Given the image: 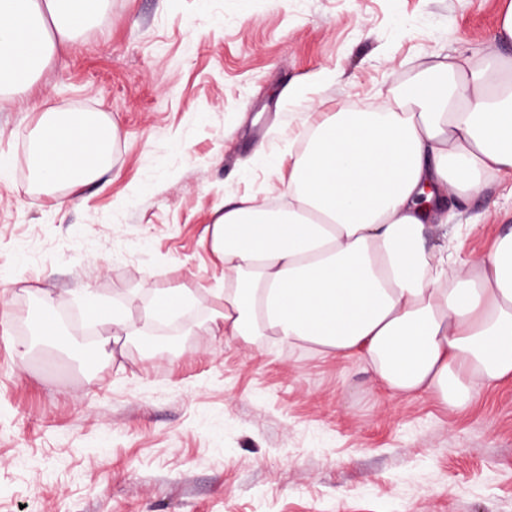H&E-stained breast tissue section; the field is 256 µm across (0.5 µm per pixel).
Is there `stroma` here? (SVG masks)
Segmentation results:
<instances>
[{
    "mask_svg": "<svg viewBox=\"0 0 512 512\" xmlns=\"http://www.w3.org/2000/svg\"><path fill=\"white\" fill-rule=\"evenodd\" d=\"M512 0H111L58 47L34 93L0 99V512H512V381L456 410L380 393L355 357L215 335L224 264L206 246L225 203L286 190L305 119L389 95L492 42ZM42 107L105 113L110 170L52 207L27 174ZM500 221L470 231L488 202ZM462 255L512 225L506 185L452 202ZM194 288L193 309L121 355L81 364L76 288L130 301ZM60 333L35 342L44 297Z\"/></svg>",
    "mask_w": 512,
    "mask_h": 512,
    "instance_id": "obj_1",
    "label": "stroma"
}]
</instances>
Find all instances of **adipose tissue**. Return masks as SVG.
<instances>
[{
    "label": "adipose tissue",
    "mask_w": 512,
    "mask_h": 512,
    "mask_svg": "<svg viewBox=\"0 0 512 512\" xmlns=\"http://www.w3.org/2000/svg\"><path fill=\"white\" fill-rule=\"evenodd\" d=\"M111 0H0V95L31 91L58 45L98 25ZM115 128L101 112L38 111L29 138L35 187L109 168ZM512 182V58L449 56L368 109L323 112L288 175V202L244 198L208 230L224 263L214 331L272 336L325 357L358 356L394 397L468 406L512 380V227L488 256L458 259L448 203ZM437 243H430V236ZM150 321L195 293L156 288Z\"/></svg>",
    "instance_id": "obj_1"
}]
</instances>
